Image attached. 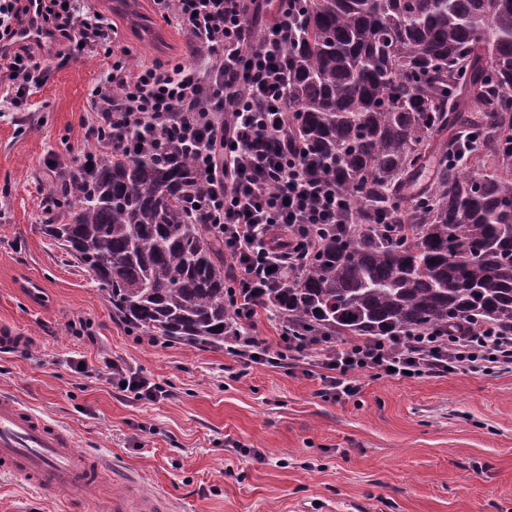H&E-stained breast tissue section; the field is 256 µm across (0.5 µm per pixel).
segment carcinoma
<instances>
[{
	"label": "carcinoma",
	"instance_id": "1",
	"mask_svg": "<svg viewBox=\"0 0 512 512\" xmlns=\"http://www.w3.org/2000/svg\"><path fill=\"white\" fill-rule=\"evenodd\" d=\"M285 54L287 137L350 210L267 290L271 313L331 340L512 324V0H306ZM164 152L65 174L47 207L66 223L43 233L127 327L222 345L224 239L189 211L193 154Z\"/></svg>",
	"mask_w": 512,
	"mask_h": 512
}]
</instances>
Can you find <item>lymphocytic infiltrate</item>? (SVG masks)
I'll list each match as a JSON object with an SVG mask.
<instances>
[{"label":"lymphocytic infiltrate","instance_id":"f902f5d3","mask_svg":"<svg viewBox=\"0 0 512 512\" xmlns=\"http://www.w3.org/2000/svg\"><path fill=\"white\" fill-rule=\"evenodd\" d=\"M256 0H156L203 46L196 61L128 73L114 49L116 31L85 0H0V74L7 104L22 110L34 89L50 77L58 46L87 58L112 59L91 93L95 135L111 149L129 148L125 130L170 123L185 134L210 194L207 223L224 237V253L237 274L228 290L241 323L224 342L243 362H266L268 350L249 327L262 305L258 293L276 288L309 260L321 232L339 223L347 202L307 173L298 148L283 145L288 86L284 52L302 14V0H278L275 24L244 50ZM37 10L43 38L16 37ZM277 363L297 364L320 352L323 393L336 400L356 396L358 375L404 378L456 371L512 372V329L469 322L451 330L415 333L402 340L317 345L298 328L280 329Z\"/></svg>","mask_w":512,"mask_h":512}]
</instances>
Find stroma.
<instances>
[{
  "mask_svg": "<svg viewBox=\"0 0 512 512\" xmlns=\"http://www.w3.org/2000/svg\"><path fill=\"white\" fill-rule=\"evenodd\" d=\"M142 8L168 35L139 34L113 0L109 17L129 71L193 60L188 33ZM109 58L53 63L29 108L0 116V324L29 337L0 353V390L79 436L78 446L137 470L186 512H512V372L395 379L321 396V368L237 362L224 348L133 334L89 273L42 232L48 175L96 146L90 91ZM30 276L48 301L19 290ZM119 361L157 383L159 400L113 388ZM0 512H69L0 474Z\"/></svg>",
  "mask_w": 512,
  "mask_h": 512,
  "instance_id": "1",
  "label": "stroma"
}]
</instances>
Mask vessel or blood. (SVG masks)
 Segmentation results:
<instances>
[{"instance_id": "obj_1", "label": "vessel or blood", "mask_w": 512, "mask_h": 512, "mask_svg": "<svg viewBox=\"0 0 512 512\" xmlns=\"http://www.w3.org/2000/svg\"><path fill=\"white\" fill-rule=\"evenodd\" d=\"M115 7L133 18L142 35L161 37L154 22L140 17L135 0H116ZM28 349L27 337L0 327V352L23 354ZM0 471L18 483L82 504L92 503L106 484H113L112 512H175L164 494H144L139 478L80 451L70 430L6 391L0 392Z\"/></svg>"}]
</instances>
